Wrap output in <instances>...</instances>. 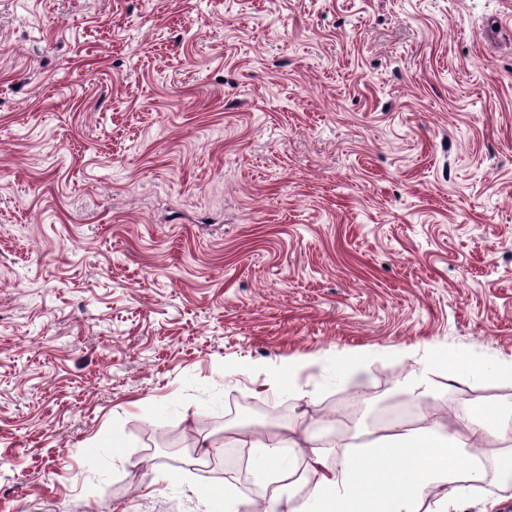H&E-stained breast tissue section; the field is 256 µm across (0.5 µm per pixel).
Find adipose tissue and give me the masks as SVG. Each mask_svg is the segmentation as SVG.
Instances as JSON below:
<instances>
[{
    "instance_id": "ef3b65f1",
    "label": "adipose tissue",
    "mask_w": 512,
    "mask_h": 512,
    "mask_svg": "<svg viewBox=\"0 0 512 512\" xmlns=\"http://www.w3.org/2000/svg\"><path fill=\"white\" fill-rule=\"evenodd\" d=\"M440 371L451 383L493 377L512 387V359L488 362L465 353L435 348L403 387L412 397H432L429 375ZM466 435L440 418L417 427L399 425L372 442L348 444L336 463H328L315 433L287 425L262 442L254 473L272 487L265 512H421L429 491H439L434 512H458L460 499L485 493L489 481L512 482V451L477 464L483 446L512 439V402L495 409L465 402L457 414ZM301 455L316 480L309 495L295 502L281 482L293 475L286 455Z\"/></svg>"
}]
</instances>
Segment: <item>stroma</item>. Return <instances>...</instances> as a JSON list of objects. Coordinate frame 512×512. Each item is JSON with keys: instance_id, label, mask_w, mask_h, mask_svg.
Here are the masks:
<instances>
[{"instance_id": "obj_1", "label": "stroma", "mask_w": 512, "mask_h": 512, "mask_svg": "<svg viewBox=\"0 0 512 512\" xmlns=\"http://www.w3.org/2000/svg\"><path fill=\"white\" fill-rule=\"evenodd\" d=\"M433 345L512 358V0H0V512L235 510L202 436L512 400L413 399Z\"/></svg>"}]
</instances>
